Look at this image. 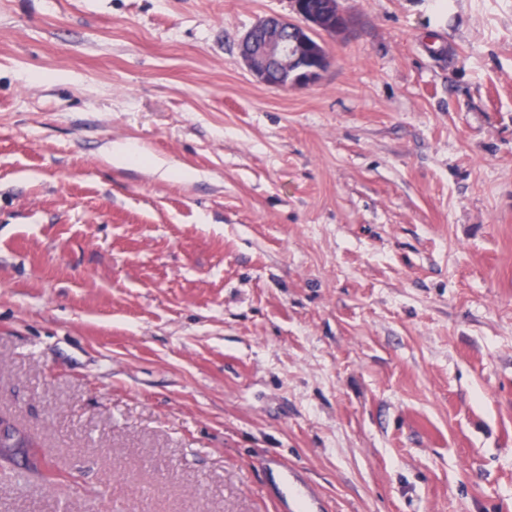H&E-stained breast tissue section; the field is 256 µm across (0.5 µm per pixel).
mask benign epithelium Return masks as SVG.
Here are the masks:
<instances>
[{
    "label": "benign epithelium",
    "instance_id": "7a95c632",
    "mask_svg": "<svg viewBox=\"0 0 512 512\" xmlns=\"http://www.w3.org/2000/svg\"><path fill=\"white\" fill-rule=\"evenodd\" d=\"M301 22L272 15L259 21L242 40V56L249 70L266 83L278 77L282 86L304 87L314 82L329 65V59L308 36L319 30L340 33L348 17L327 0L321 13L307 12L301 0H291Z\"/></svg>",
    "mask_w": 512,
    "mask_h": 512
}]
</instances>
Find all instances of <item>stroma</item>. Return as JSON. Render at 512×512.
<instances>
[{"mask_svg":"<svg viewBox=\"0 0 512 512\" xmlns=\"http://www.w3.org/2000/svg\"><path fill=\"white\" fill-rule=\"evenodd\" d=\"M338 5L0 0V512H512V0ZM291 0L294 13L303 24L272 15L259 21L242 40V56L249 70L262 82L271 84L276 75L281 86L304 87L314 82L329 65V59L306 35L319 30L340 33L348 26V17L336 8L335 0L327 1L321 13L307 12L323 0ZM314 63L312 68L307 65ZM275 85V84H271ZM264 474H276L282 488L281 512H325V500L320 497L295 468L279 455H269L261 463Z\"/></svg>","mask_w":512,"mask_h":512,"instance_id":"35a3bbf8","label":"stroma"}]
</instances>
